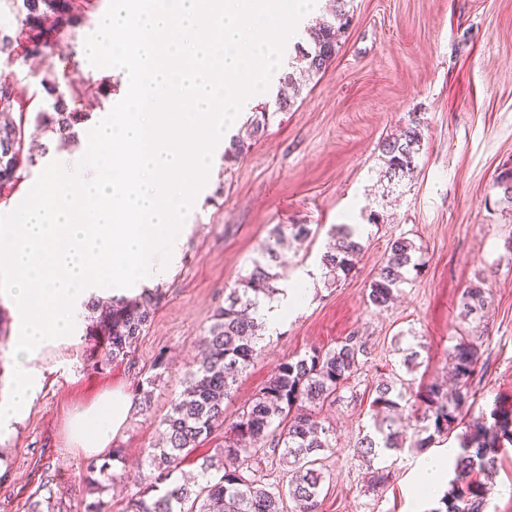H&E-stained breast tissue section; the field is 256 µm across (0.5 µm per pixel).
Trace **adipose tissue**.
Listing matches in <instances>:
<instances>
[{
	"mask_svg": "<svg viewBox=\"0 0 512 512\" xmlns=\"http://www.w3.org/2000/svg\"><path fill=\"white\" fill-rule=\"evenodd\" d=\"M134 407L130 394L109 390L88 405L70 412L66 433L73 447L88 455L101 456L126 424Z\"/></svg>",
	"mask_w": 512,
	"mask_h": 512,
	"instance_id": "ef3b65f1",
	"label": "adipose tissue"
}]
</instances>
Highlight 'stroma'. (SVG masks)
<instances>
[{
  "label": "stroma",
  "instance_id": "obj_1",
  "mask_svg": "<svg viewBox=\"0 0 512 512\" xmlns=\"http://www.w3.org/2000/svg\"><path fill=\"white\" fill-rule=\"evenodd\" d=\"M350 24L334 61L303 86L288 111H277V81L253 98L230 134L243 132L249 113L271 111L263 137L241 159L216 156L211 182L187 217L192 230L176 272L159 286L160 303L133 352L102 370L88 360L84 340L48 362L47 382L14 434L0 442V512H24L42 479L53 478L70 512H84L82 480L87 459L66 435L76 407L107 390L136 392L154 378L147 414L132 413L114 447L125 476L109 496L123 512L134 481L146 475L140 460L161 438V421L187 386L199 349L232 288L247 275L274 227H320L315 239L288 241L278 260L287 274L280 287L302 275L309 298L273 334L239 376L224 405L227 418L248 403L283 360L329 349L350 335L365 343L364 366L354 382L357 399L323 409L336 438L328 454L321 512H436L439 497L417 495L421 454L412 426L402 429L400 452L388 453L389 483L374 488L359 457L360 431L373 424L370 402L379 379L404 374L402 351L420 342L414 387L448 376V351L458 337H483L469 417L492 411L512 415V202L495 182L512 174V0H352ZM53 71L89 77L96 92L77 102L90 113L111 111L122 77L71 60L69 46L55 49ZM417 127L421 146L413 173L392 192L379 182L380 144ZM382 223L368 224L370 212ZM333 224H361L364 250L354 271L335 282L324 277L320 257ZM414 241L422 263L384 310L367 301L369 285L394 238ZM484 281L489 313L481 323L463 320L465 288ZM167 365L155 371L157 355ZM488 512H512V450L492 478Z\"/></svg>",
  "mask_w": 512,
  "mask_h": 512
}]
</instances>
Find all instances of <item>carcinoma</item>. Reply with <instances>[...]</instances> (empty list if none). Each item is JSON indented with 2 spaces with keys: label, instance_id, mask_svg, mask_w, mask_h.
Listing matches in <instances>:
<instances>
[{
  "label": "carcinoma",
  "instance_id": "obj_1",
  "mask_svg": "<svg viewBox=\"0 0 512 512\" xmlns=\"http://www.w3.org/2000/svg\"><path fill=\"white\" fill-rule=\"evenodd\" d=\"M351 0H334L330 17L321 18L305 29L309 48L297 46L304 66L283 77V83L300 91L305 79L324 71L334 60L339 36L349 21ZM96 6L95 0H0V197L12 194L29 178L38 164L28 139L29 130L56 136L62 142L75 139V129L89 119V113L73 107L86 87L74 82L62 86L56 73L40 67L62 40L74 36L84 26ZM27 66L30 74L41 76L38 92L28 96L16 87V69ZM253 119L246 135L231 138L224 159L235 161L248 153L266 126ZM388 181L400 180L413 170L420 151L419 132L411 128L400 138H387L380 145ZM284 230L276 226L272 241L265 244L260 258L224 300L215 321L199 337L202 352L198 367L190 373L191 385L174 401L162 421L165 443L146 451L149 475L128 497L125 512H320L322 483L325 480L320 453L333 448L319 419L328 403L344 399L353 391L351 380L362 369L366 349L352 335L328 350H313L282 361L252 401L230 423L224 447L202 458L198 475L181 473L182 463L198 445L224 422V401L238 376L257 354L262 340L263 318L258 315L264 299L282 293L276 287L281 274L273 271L277 246ZM358 224H334L321 255L326 275L341 279L355 267L363 250ZM418 247L398 237L389 246L381 267L370 282L368 301L382 310L389 307L409 275L418 271ZM159 293L148 291L132 298H111L88 305L91 323L86 336L100 353L88 361L97 369L124 359L139 336L150 325ZM487 304L486 289L474 284L460 300V315L479 320ZM483 337L461 339L448 353L456 383L451 389L430 384L411 390L409 380L400 375L381 380L374 388L376 407L373 431L359 438L357 450L371 464L387 451L402 448L400 432L391 428V415L415 409L416 449L422 451L433 441L456 430L466 411L476 402L472 380L482 357ZM512 445V417L496 411L491 419L466 427L459 437L454 476L443 497L445 512H486V489L474 485L473 474L496 473L505 444ZM276 458L285 466L282 479L271 482L263 464ZM122 475L108 462L90 458L84 468L88 498L84 512H110L112 503L104 499ZM54 479L46 477L28 498L26 512H68L63 497L55 491Z\"/></svg>",
  "mask_w": 512,
  "mask_h": 512
}]
</instances>
